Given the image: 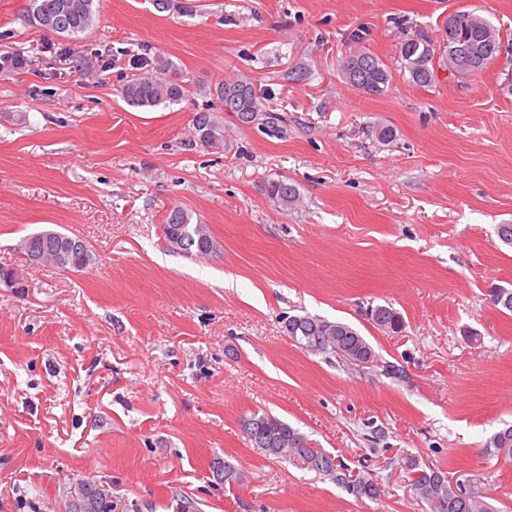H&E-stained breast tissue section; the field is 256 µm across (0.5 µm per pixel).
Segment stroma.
<instances>
[{"mask_svg":"<svg viewBox=\"0 0 512 512\" xmlns=\"http://www.w3.org/2000/svg\"><path fill=\"white\" fill-rule=\"evenodd\" d=\"M101 0L84 40L33 27L28 0H0V512H69L83 482L112 512H425L405 458L483 487L512 512V457L486 454L512 426V0ZM469 11L500 31L479 75L436 65L431 85L395 71L372 96L342 76L362 49L393 66L401 43L442 39ZM360 41H352V34ZM164 55L194 85L181 104L129 107L121 85ZM306 64L310 76L288 80ZM243 74L280 114L278 132L224 119L226 149L192 121ZM392 127L393 143L376 139ZM300 193L284 208L265 189ZM181 207L218 243L205 259L168 249ZM82 238L86 269L28 268L30 234ZM388 305L403 330L366 317ZM348 323L376 359L301 348L289 316ZM403 368L394 378L385 365ZM263 410L385 493L358 500L249 444ZM228 460L245 479L213 475ZM268 195L283 207L293 206L299 199L296 187L286 179L272 180L267 184Z\"/></svg>","mask_w":512,"mask_h":512,"instance_id":"1","label":"stroma"}]
</instances>
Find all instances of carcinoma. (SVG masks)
Instances as JSON below:
<instances>
[{
    "label": "carcinoma",
    "mask_w": 512,
    "mask_h": 512,
    "mask_svg": "<svg viewBox=\"0 0 512 512\" xmlns=\"http://www.w3.org/2000/svg\"><path fill=\"white\" fill-rule=\"evenodd\" d=\"M96 0H29L28 17L33 26L44 28L68 39L80 40L92 31L98 18ZM455 28L448 35V42L438 44L423 37L405 40L399 49L397 63L403 76L415 85L431 83L435 61L448 62V69L458 77L478 75L496 58L500 50L498 30L487 20L469 12H456ZM156 75L131 80L120 89L123 100L131 107L149 109L157 106L178 105L187 97L188 87L183 80L170 76L173 63L156 56L152 61ZM344 78L366 94L380 96L389 90L393 71L381 59L364 50L354 51L342 63ZM216 101L195 113L194 134L204 147L224 148V115L233 116L242 125L262 122V125L278 130L282 117L269 109L255 94L249 77L226 80L215 88ZM268 195L284 207L293 206L299 199L296 187L286 179L272 180L267 184ZM191 224V214L182 208H172L165 214L161 227H182ZM166 246L180 253L192 251L201 257L203 251L215 246L209 231L204 228L203 247L196 244L179 245L163 236ZM367 316L372 324L387 333H399L402 319L389 305L369 307ZM287 331H295L298 342L316 345V338L330 336L333 347L328 353L351 363L374 361L375 352L367 339L351 325L331 321L318 315L306 314L288 318ZM259 424L265 434L245 432L246 438L256 447H262L264 436L278 437L279 448H265V452L282 458L293 465L317 472L344 487L357 499L376 501L383 490L381 483L371 475L349 478L346 466L338 461L331 463V455L323 448L312 445L311 440L288 422L267 412H254L245 418L243 425ZM491 444L496 452L512 453V427L497 432ZM411 473L410 488L429 508V512H494L475 485L464 486L448 479L442 470L422 467L412 458L406 459ZM84 500L72 504L71 512H112V495L108 490L94 487L85 491Z\"/></svg>",
    "instance_id": "carcinoma-1"
}]
</instances>
